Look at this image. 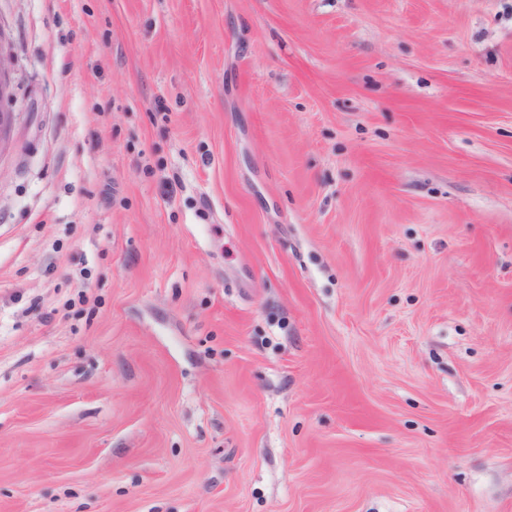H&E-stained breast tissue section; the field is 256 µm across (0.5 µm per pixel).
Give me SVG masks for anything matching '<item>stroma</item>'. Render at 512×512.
<instances>
[{
	"label": "stroma",
	"mask_w": 512,
	"mask_h": 512,
	"mask_svg": "<svg viewBox=\"0 0 512 512\" xmlns=\"http://www.w3.org/2000/svg\"><path fill=\"white\" fill-rule=\"evenodd\" d=\"M0 512H512V0H0ZM8 60L0 48V141L4 138V131L12 121V112L5 108L4 102L8 100Z\"/></svg>",
	"instance_id": "35a3bbf8"
}]
</instances>
